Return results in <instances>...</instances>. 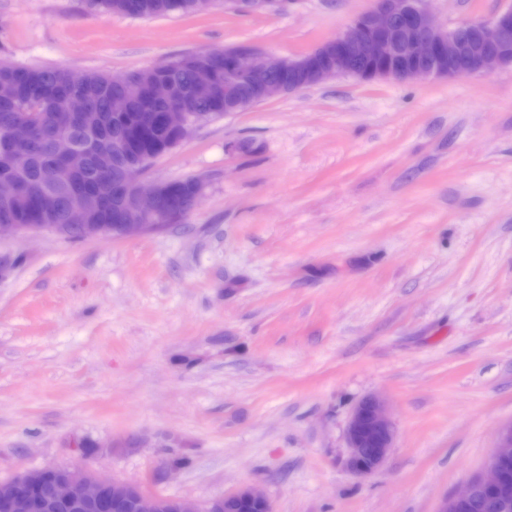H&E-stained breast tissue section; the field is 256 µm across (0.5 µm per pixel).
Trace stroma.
Instances as JSON below:
<instances>
[{
  "mask_svg": "<svg viewBox=\"0 0 512 512\" xmlns=\"http://www.w3.org/2000/svg\"><path fill=\"white\" fill-rule=\"evenodd\" d=\"M373 5L0 0V58L119 75L227 46L296 56ZM511 5L428 2L448 28ZM186 177L203 197L162 232L0 242V480L89 467L198 503L254 486L274 512H437L484 471L512 424L511 68L275 97L141 175ZM374 395L395 439L361 477L346 426ZM135 4V8L129 5ZM87 12L95 16L163 17L200 12V0H84ZM288 6V0H224L225 11L260 13L282 10Z\"/></svg>",
  "mask_w": 512,
  "mask_h": 512,
  "instance_id": "stroma-1",
  "label": "stroma"
}]
</instances>
